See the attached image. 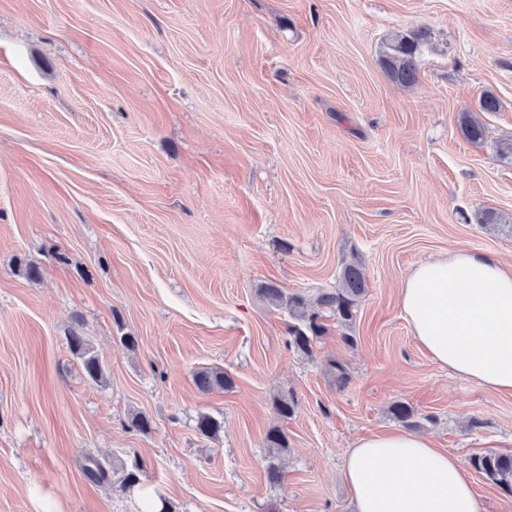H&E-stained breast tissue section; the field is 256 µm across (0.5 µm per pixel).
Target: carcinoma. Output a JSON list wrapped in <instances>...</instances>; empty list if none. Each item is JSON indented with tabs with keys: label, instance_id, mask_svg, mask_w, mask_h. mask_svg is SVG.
Wrapping results in <instances>:
<instances>
[{
	"label": "carcinoma",
	"instance_id": "carcinoma-1",
	"mask_svg": "<svg viewBox=\"0 0 512 512\" xmlns=\"http://www.w3.org/2000/svg\"><path fill=\"white\" fill-rule=\"evenodd\" d=\"M421 46L419 35H398L386 47L382 57L388 75L402 84H411L417 76V54ZM459 130L462 136L479 143L485 138L486 129L482 122L465 113L461 116ZM362 264L357 258L345 263L339 275L338 287L333 291L322 292L311 301L305 295L295 292L287 293L274 284H267L260 289L262 296L271 306L288 312V349L302 357L313 356L314 345L328 332L324 319L332 317L342 328L340 341L352 348L357 337L351 334L355 323V313L361 298L367 290V283L361 271ZM70 350L81 361L85 374L93 381L103 376V366L99 357L88 347L84 337L73 333L68 337ZM326 369L336 383V388L343 389L349 380L346 367L339 361L329 359ZM195 384L202 392L215 389L229 390L233 387L232 379L217 369H203L195 373ZM274 408L283 419L294 416L297 401L292 395H282L274 399ZM389 413L394 421L402 427L413 430L420 426L417 410L407 402L395 401L389 406ZM223 428V422L209 415H202L197 421V431L205 437H212ZM266 445L280 454L288 451V435L279 427L269 430ZM471 466L486 476L504 492L512 494V452L488 451L470 459Z\"/></svg>",
	"mask_w": 512,
	"mask_h": 512
}]
</instances>
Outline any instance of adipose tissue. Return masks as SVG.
<instances>
[{"label":"adipose tissue","mask_w":512,"mask_h":512,"mask_svg":"<svg viewBox=\"0 0 512 512\" xmlns=\"http://www.w3.org/2000/svg\"><path fill=\"white\" fill-rule=\"evenodd\" d=\"M399 303L434 363L489 392L512 395V265L463 250L429 257L404 277ZM342 478L355 512H483L459 457L416 433L356 439Z\"/></svg>","instance_id":"ef3b65f1"}]
</instances>
